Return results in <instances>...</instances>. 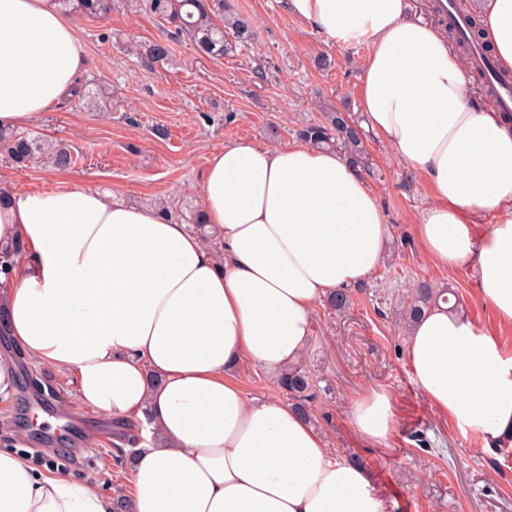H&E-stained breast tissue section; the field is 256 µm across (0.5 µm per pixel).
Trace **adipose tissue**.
Listing matches in <instances>:
<instances>
[{
    "label": "adipose tissue",
    "mask_w": 512,
    "mask_h": 512,
    "mask_svg": "<svg viewBox=\"0 0 512 512\" xmlns=\"http://www.w3.org/2000/svg\"><path fill=\"white\" fill-rule=\"evenodd\" d=\"M285 3L330 43L369 44L367 126L433 192L416 224L423 250L445 269L473 268L482 300L512 327V116L472 101L459 56L409 0ZM480 24L512 71V0H483ZM85 65L59 0H0V131L46 111ZM0 191V246L27 245L0 291V327L31 361L73 373L84 407L143 422L128 512H383L365 469L232 373L246 360L279 376L305 353L313 308L377 268L384 215L343 154L252 141L214 150L201 193L217 253L108 191ZM406 359L460 430L488 446L512 433V356L498 336L441 303L411 326ZM353 420L386 438L390 397L360 399ZM0 512H112V496L0 450Z\"/></svg>",
    "instance_id": "ef3b65f1"
}]
</instances>
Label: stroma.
<instances>
[{
    "mask_svg": "<svg viewBox=\"0 0 512 512\" xmlns=\"http://www.w3.org/2000/svg\"><path fill=\"white\" fill-rule=\"evenodd\" d=\"M249 15L252 46L221 59L199 56L184 38H171L154 17L113 0L105 24L71 14L88 59L82 81L103 83L91 105L61 100L28 124V131L61 144L77 158L61 170L25 169L0 156V180L22 188L62 183L115 192L137 205L165 201L173 216L193 224L202 207L201 183L210 153L224 144L253 141L271 148L296 145L301 126L321 121L323 104L362 120L360 83L370 46L335 45L300 23L285 0H235ZM165 41L169 63L143 66L128 43ZM330 69H318V56ZM364 147L371 162L363 178L375 194L387 227L385 258L351 288L346 312L320 303L310 317L306 363L320 386L314 423L334 455L365 468L383 512H512V438L483 447L435 412L413 383L407 337L396 312L415 284L453 289L459 309L475 326L500 336L512 356V330L499 325L477 294L475 271H448L431 263L415 236L420 211L431 200L427 181L374 134ZM0 358L17 360L13 399L0 401V424L30 428L21 454L35 471L89 479L102 492L128 485L125 442L111 417L79 405L73 376L17 359L5 340ZM392 398L394 423L387 438L360 435L355 403L373 392Z\"/></svg>",
    "mask_w": 512,
    "mask_h": 512,
    "instance_id": "1",
    "label": "stroma"
}]
</instances>
